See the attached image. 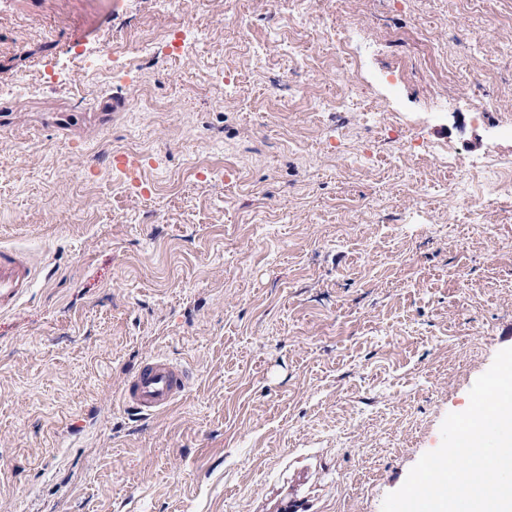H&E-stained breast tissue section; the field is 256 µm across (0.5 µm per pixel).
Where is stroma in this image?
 I'll return each mask as SVG.
<instances>
[{"label": "stroma", "instance_id": "1", "mask_svg": "<svg viewBox=\"0 0 512 512\" xmlns=\"http://www.w3.org/2000/svg\"><path fill=\"white\" fill-rule=\"evenodd\" d=\"M106 40L137 83L73 60ZM40 72L0 103V247L38 266L0 314V512H261L299 460L323 512H382L512 347V0H0V85ZM156 353L194 384L144 419ZM127 106V99L125 97L113 96L112 101H109L107 108L112 112H119L124 110ZM112 112H66L64 119L61 120V128L70 129L76 127L86 126L92 122L98 121L101 115H110ZM192 380L188 366L166 355L153 354L144 358L128 377L121 390V402L139 416H156L181 401Z\"/></svg>", "mask_w": 512, "mask_h": 512}]
</instances>
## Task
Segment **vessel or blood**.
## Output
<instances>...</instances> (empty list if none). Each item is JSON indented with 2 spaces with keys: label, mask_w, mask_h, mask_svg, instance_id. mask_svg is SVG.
<instances>
[{
  "label": "vessel or blood",
  "mask_w": 512,
  "mask_h": 512,
  "mask_svg": "<svg viewBox=\"0 0 512 512\" xmlns=\"http://www.w3.org/2000/svg\"><path fill=\"white\" fill-rule=\"evenodd\" d=\"M35 270L28 254L0 247V313L10 310L30 291ZM188 366L163 354L144 358L126 380L122 404L142 417L162 414L181 401L191 387Z\"/></svg>",
  "instance_id": "vessel-or-blood-1"
}]
</instances>
